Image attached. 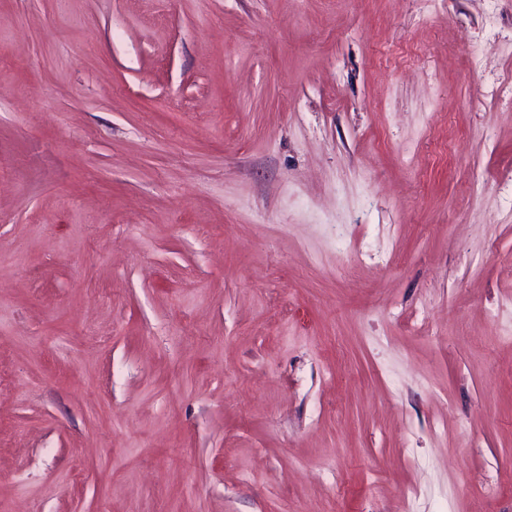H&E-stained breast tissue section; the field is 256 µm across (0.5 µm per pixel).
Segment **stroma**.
Instances as JSON below:
<instances>
[{
  "instance_id": "obj_1",
  "label": "stroma",
  "mask_w": 512,
  "mask_h": 512,
  "mask_svg": "<svg viewBox=\"0 0 512 512\" xmlns=\"http://www.w3.org/2000/svg\"><path fill=\"white\" fill-rule=\"evenodd\" d=\"M512 512V0H0V512Z\"/></svg>"
}]
</instances>
